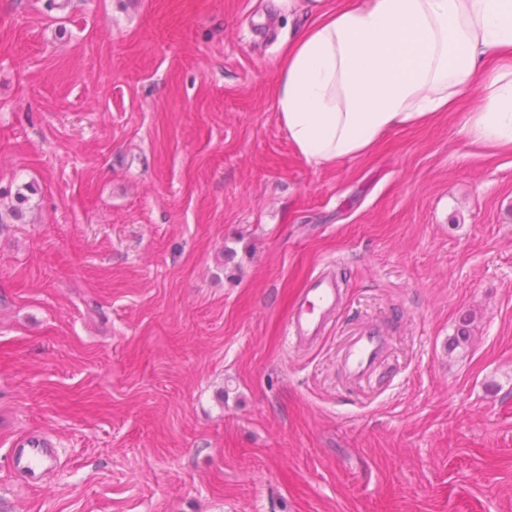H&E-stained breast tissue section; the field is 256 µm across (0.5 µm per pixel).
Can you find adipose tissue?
I'll list each match as a JSON object with an SVG mask.
<instances>
[{"instance_id":"1","label":"adipose tissue","mask_w":512,"mask_h":512,"mask_svg":"<svg viewBox=\"0 0 512 512\" xmlns=\"http://www.w3.org/2000/svg\"><path fill=\"white\" fill-rule=\"evenodd\" d=\"M276 66L273 108L310 164L371 153L477 83L462 136L512 149V0H343L284 41Z\"/></svg>"}]
</instances>
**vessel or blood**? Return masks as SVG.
<instances>
[{"instance_id": "obj_1", "label": "vessel or blood", "mask_w": 512, "mask_h": 512, "mask_svg": "<svg viewBox=\"0 0 512 512\" xmlns=\"http://www.w3.org/2000/svg\"><path fill=\"white\" fill-rule=\"evenodd\" d=\"M340 305L341 290L335 274L323 269L311 275L285 321L289 343L301 346L316 341ZM386 343L379 329H365L352 339L341 362L342 367L357 378L371 375L381 360ZM49 461L48 451L40 441L23 440L12 450L13 466L20 471H33L35 467L46 466Z\"/></svg>"}]
</instances>
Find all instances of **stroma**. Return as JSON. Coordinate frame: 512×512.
Wrapping results in <instances>:
<instances>
[{"label":"stroma","instance_id":"1","mask_svg":"<svg viewBox=\"0 0 512 512\" xmlns=\"http://www.w3.org/2000/svg\"><path fill=\"white\" fill-rule=\"evenodd\" d=\"M267 0H0V512H512V152L481 99L316 167ZM330 267L317 344L285 319ZM467 347L451 349L462 317ZM380 328L354 380L351 339ZM49 440L32 483L11 444ZM23 190L28 192H36V188L33 184L17 188L14 195L11 190L9 192H3L0 194V229L7 224H12L13 220H19L22 218V210L16 204L13 203V199L16 203L23 204L29 200V196L26 195ZM386 336L370 327L354 336L341 362L342 367L356 378H365L377 368L386 348Z\"/></svg>","mask_w":512,"mask_h":512}]
</instances>
